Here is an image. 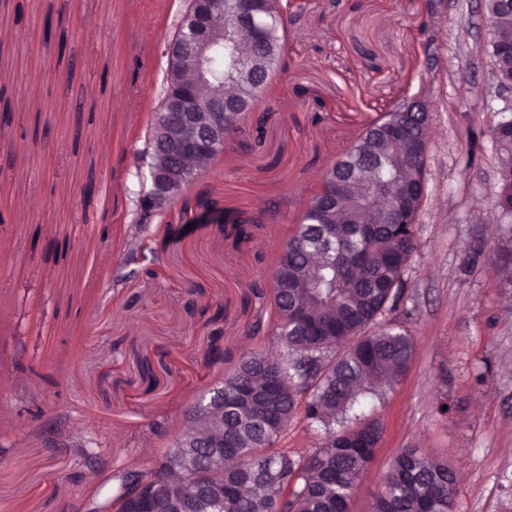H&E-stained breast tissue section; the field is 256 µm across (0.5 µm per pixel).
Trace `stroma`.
<instances>
[{"instance_id":"obj_1","label":"stroma","mask_w":512,"mask_h":512,"mask_svg":"<svg viewBox=\"0 0 512 512\" xmlns=\"http://www.w3.org/2000/svg\"><path fill=\"white\" fill-rule=\"evenodd\" d=\"M261 139L199 183L264 212L241 245L170 205L140 232L155 262L122 285L143 151L166 86L163 46L187 0H0V512H79L108 467L151 465L187 408L248 349L254 297L319 178L366 123L423 93L431 139L418 249L386 312L414 343L382 389L383 434L351 512L401 449L446 459L456 512H512V232L498 245V160L482 0H301ZM64 19L67 50L45 42ZM110 224L111 239L102 226ZM67 241L66 257L52 246ZM224 350L211 361V345ZM165 363L144 392L139 359Z\"/></svg>"}]
</instances>
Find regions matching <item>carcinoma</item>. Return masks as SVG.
Wrapping results in <instances>:
<instances>
[{"instance_id":"1","label":"carcinoma","mask_w":512,"mask_h":512,"mask_svg":"<svg viewBox=\"0 0 512 512\" xmlns=\"http://www.w3.org/2000/svg\"><path fill=\"white\" fill-rule=\"evenodd\" d=\"M485 8L492 30L488 55L493 69L511 78L512 60L498 55L497 41L512 39V0H486ZM258 23L263 32L252 54L265 67L254 77H239L241 104L234 124L224 129V149L251 146L249 116L264 105L272 81L288 71V18L282 16L281 4L265 0ZM238 24L230 0H224V13L216 21L221 40L207 64L209 93L223 87L234 63ZM404 105L402 101L372 120L333 163L329 180L348 183L353 194L364 190V202L380 186L393 193L406 188L420 198L419 185L409 183L405 159L395 156L384 162L390 155L384 129L392 120L409 122V132L419 141L427 137L411 113L401 111ZM490 132L500 171L497 203L512 217V112L496 110ZM214 162L212 156L199 164L174 196L183 213L194 206H216L207 190L193 197L187 194L200 172ZM153 222L141 217L126 242L125 263L157 260L138 253V233ZM261 222L260 214L245 218L241 211H224V228L240 242L249 237L247 227ZM343 229L336 210L326 202L324 188L314 191L283 244L270 285H260L254 292L264 299L266 288H271L274 315L268 332L278 344L277 358L258 349L240 355L219 384L224 389V420L213 419L203 408L188 411L211 427H224V449L183 448V436L174 433L162 455L166 465L155 473L157 489L150 512H208L207 505L215 499L224 500L223 512H349L358 482L374 460L373 444L383 432L370 406L413 358L412 338L378 322L401 299L392 286L406 271L418 244L412 223L357 224L348 238ZM310 270L314 283L308 288L300 276ZM267 388L278 393L271 403L240 400L245 390L260 393ZM299 414L329 431L322 446L296 457L277 444ZM220 451L238 463L222 470L200 465V460ZM186 463L192 465L185 468L186 482L167 484L169 469L184 468ZM121 472L116 469L112 484H102L94 495L129 496ZM456 495L454 473L446 461L417 448H403L383 476L369 512H415L422 503L430 512H455Z\"/></svg>"}]
</instances>
